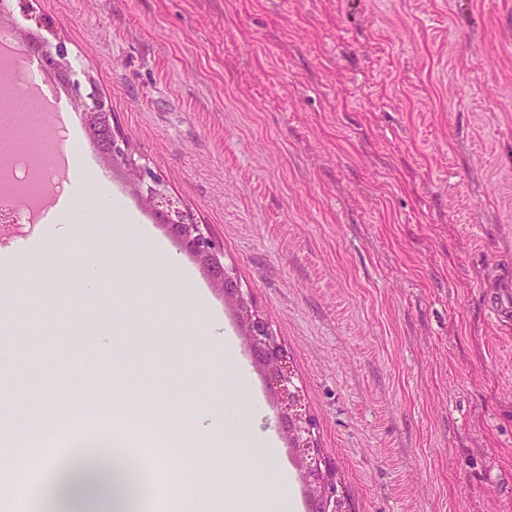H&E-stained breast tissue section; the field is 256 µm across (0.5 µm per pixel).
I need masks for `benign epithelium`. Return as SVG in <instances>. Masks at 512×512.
I'll list each match as a JSON object with an SVG mask.
<instances>
[{
	"label": "benign epithelium",
	"mask_w": 512,
	"mask_h": 512,
	"mask_svg": "<svg viewBox=\"0 0 512 512\" xmlns=\"http://www.w3.org/2000/svg\"><path fill=\"white\" fill-rule=\"evenodd\" d=\"M37 57L43 70L64 81L76 107L109 121L112 137L108 155L125 182L141 203L166 224L177 246L198 259L222 288L225 302L236 310L239 327L254 359L264 368L278 395L277 419L281 433L290 447L308 448L309 463L304 470L305 481L311 486L308 512H336L342 494L331 469L313 457L314 423L302 408L288 403L292 380L285 350L273 335L269 321L253 310L249 295L241 288L233 269L224 264V248L213 239L205 225L179 206L164 180L136 157L129 139L114 121L106 99L98 97L92 76L73 67L66 47L60 42L41 45L37 47Z\"/></svg>",
	"instance_id": "benign-epithelium-1"
}]
</instances>
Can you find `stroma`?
Returning a JSON list of instances; mask_svg holds the SVG:
<instances>
[{
  "mask_svg": "<svg viewBox=\"0 0 512 512\" xmlns=\"http://www.w3.org/2000/svg\"><path fill=\"white\" fill-rule=\"evenodd\" d=\"M12 33L64 40L138 155L224 246V262L288 353L315 442L348 512H512V0H0ZM81 155L134 214L101 241L84 288L77 243L0 272L8 399L139 407L228 489L288 477L275 445L199 444L195 411L227 428L277 409L235 310L180 263L232 336L247 384L201 334L191 296L135 262L173 239L88 131ZM118 341L107 356L101 342Z\"/></svg>",
  "mask_w": 512,
  "mask_h": 512,
  "instance_id": "obj_1",
  "label": "stroma"
}]
</instances>
